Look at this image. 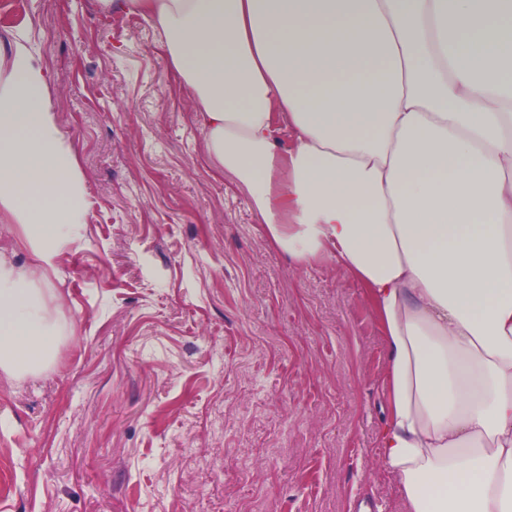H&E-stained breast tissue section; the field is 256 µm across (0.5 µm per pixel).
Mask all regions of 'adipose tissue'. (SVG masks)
<instances>
[{
    "label": "adipose tissue",
    "instance_id": "adipose-tissue-1",
    "mask_svg": "<svg viewBox=\"0 0 512 512\" xmlns=\"http://www.w3.org/2000/svg\"><path fill=\"white\" fill-rule=\"evenodd\" d=\"M136 12L194 107L205 159L295 264L329 259L384 330L375 453L407 512H512V0H98ZM39 54L0 51V371L49 366L37 273L84 188ZM290 144H282L281 132ZM4 225L7 224H0V254L7 255L18 266L34 268V257L22 244L18 227L12 224L9 232Z\"/></svg>",
    "mask_w": 512,
    "mask_h": 512
}]
</instances>
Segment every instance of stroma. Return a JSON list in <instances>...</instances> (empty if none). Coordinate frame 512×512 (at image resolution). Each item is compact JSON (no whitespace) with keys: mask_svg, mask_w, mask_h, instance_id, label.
Segmentation results:
<instances>
[{"mask_svg":"<svg viewBox=\"0 0 512 512\" xmlns=\"http://www.w3.org/2000/svg\"><path fill=\"white\" fill-rule=\"evenodd\" d=\"M51 76L86 187L43 287L53 363L0 372V512H404L375 454L383 331L333 261L298 267L203 157L193 105L136 13L0 12Z\"/></svg>","mask_w":512,"mask_h":512,"instance_id":"stroma-1","label":"stroma"}]
</instances>
